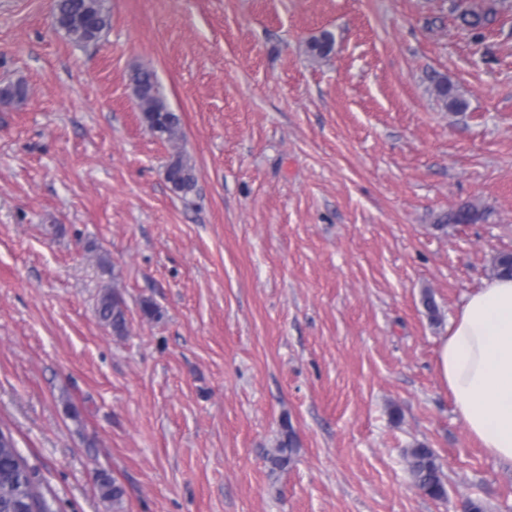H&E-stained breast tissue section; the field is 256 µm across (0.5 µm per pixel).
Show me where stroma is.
Here are the masks:
<instances>
[{"label":"stroma","mask_w":512,"mask_h":512,"mask_svg":"<svg viewBox=\"0 0 512 512\" xmlns=\"http://www.w3.org/2000/svg\"><path fill=\"white\" fill-rule=\"evenodd\" d=\"M476 2L479 42L450 0H106L87 46L53 0H0V83L28 87L0 106V425L54 512H112L104 474L126 512H512V464L436 370L512 251V0ZM141 67L176 142L142 120ZM464 203L484 220L438 229ZM113 287L121 336L96 311ZM417 442L447 499L413 483ZM495 12L485 11L477 6H470L463 9L458 19L461 24L478 40L483 37L482 31L494 20ZM130 82L147 127L160 139L178 140L181 134L180 117L166 103L155 73L147 68L135 69ZM433 92L438 101L451 112H463L466 109V102L458 96L453 87L445 77H434L432 79ZM167 182L176 192L187 194L196 186L197 177L194 165L182 155H177L167 165ZM99 491L104 500L112 502L113 512L125 511V488L115 478L103 476L99 483Z\"/></svg>","instance_id":"obj_1"}]
</instances>
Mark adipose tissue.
<instances>
[{
    "instance_id": "obj_1",
    "label": "adipose tissue",
    "mask_w": 512,
    "mask_h": 512,
    "mask_svg": "<svg viewBox=\"0 0 512 512\" xmlns=\"http://www.w3.org/2000/svg\"><path fill=\"white\" fill-rule=\"evenodd\" d=\"M437 370L470 436L512 463V279L468 297L438 348Z\"/></svg>"
}]
</instances>
